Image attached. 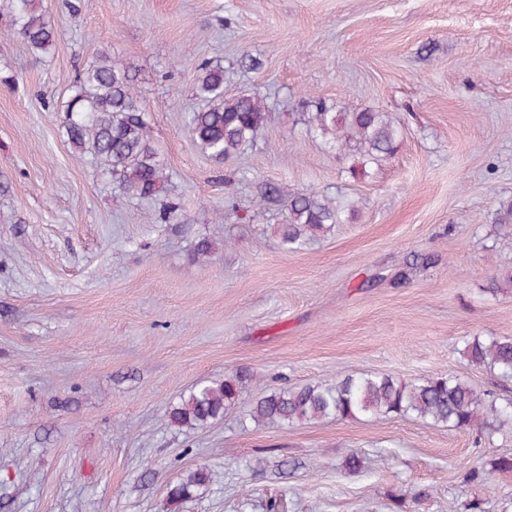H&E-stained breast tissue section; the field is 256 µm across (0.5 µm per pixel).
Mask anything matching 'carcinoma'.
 Segmentation results:
<instances>
[{
  "label": "carcinoma",
  "mask_w": 512,
  "mask_h": 512,
  "mask_svg": "<svg viewBox=\"0 0 512 512\" xmlns=\"http://www.w3.org/2000/svg\"><path fill=\"white\" fill-rule=\"evenodd\" d=\"M13 36L34 57L47 53L54 29L42 0H12ZM197 94L205 105L191 119V134L198 148L217 161H227L252 144L267 122L263 101L251 94L224 97V70L201 66ZM140 96L127 67L107 52L86 64L76 89L65 105V129L70 144L89 153L107 167L128 198L157 195L166 174L146 135ZM309 122L314 130L335 136L344 146L355 144L363 158L375 163L390 156L400 130L384 112L363 110L333 112L317 104ZM288 223L276 233L290 251L342 224L353 206L318 192L288 190L283 193ZM463 354L468 363L512 378V337L476 336ZM248 381L236 371L224 381L198 384L171 406L170 423L197 429L224 418L234 407ZM410 416L432 425L465 430L482 421L493 435L504 421L512 420V401L499 404L459 376L448 375L405 382L389 375L359 373L341 379L273 390L260 397L249 416L257 424L288 427L329 418ZM495 472H512V456L478 461L466 473L472 482H485ZM213 481V474L198 468L170 490L175 500L188 499L195 489Z\"/></svg>",
  "instance_id": "1"
}]
</instances>
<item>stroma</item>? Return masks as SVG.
<instances>
[{
    "mask_svg": "<svg viewBox=\"0 0 512 512\" xmlns=\"http://www.w3.org/2000/svg\"><path fill=\"white\" fill-rule=\"evenodd\" d=\"M49 53L28 55L0 0V512H483L512 506V473L468 482L492 437L411 417L304 422L248 416L263 392L380 373L453 374L496 398L512 380L469 365L476 336H512V0H43ZM136 76L168 180L122 196L72 148L63 107L97 53ZM224 94L259 96L255 142L218 162L193 141L201 64ZM387 113L395 153L363 163L311 130L310 100ZM353 203L288 251L265 185ZM178 206L162 218L165 203ZM213 249L198 259L195 248ZM246 370L223 419L167 410ZM364 467L345 473L347 453ZM204 467L213 483L175 501ZM213 481V474L207 468H197L190 471L176 486L170 490L175 500L191 498L195 489Z\"/></svg>",
    "mask_w": 512,
    "mask_h": 512,
    "instance_id": "stroma-1",
    "label": "stroma"
}]
</instances>
